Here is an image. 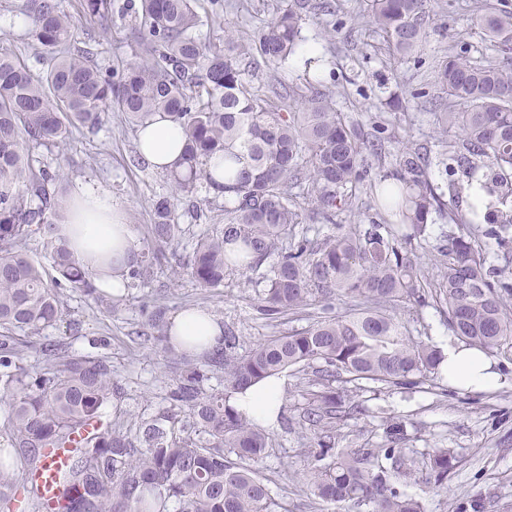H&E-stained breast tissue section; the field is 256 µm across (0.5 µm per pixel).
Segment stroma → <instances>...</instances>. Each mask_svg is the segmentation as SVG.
Instances as JSON below:
<instances>
[{
	"label": "stroma",
	"instance_id": "stroma-1",
	"mask_svg": "<svg viewBox=\"0 0 512 512\" xmlns=\"http://www.w3.org/2000/svg\"><path fill=\"white\" fill-rule=\"evenodd\" d=\"M79 2L64 0V6L76 15L79 32L94 38L97 62L105 66L133 62L137 22L119 19L110 33H102L79 17ZM329 2L330 10H316L306 21L301 43L321 47L322 79L333 91L337 109L365 134H372L375 126L385 127L382 154L369 157L368 163L371 172L389 170L395 162L396 140L405 132H412L418 143L434 142V116L425 93L438 60L462 46L474 54L481 52L488 42L472 21V0H432L438 28L430 37L421 65L396 67L379 51V36L362 20L366 0ZM9 3V8H0V47L11 49L26 59L34 73H41L43 61L32 47L29 28L19 10L22 0ZM287 4L288 0H219L214 5L202 0L197 10L203 23L197 34L203 41L218 45L229 27L250 47L267 21ZM239 65L258 91L272 79L287 86L303 84L308 72L302 50L279 68L271 69L250 49L240 57ZM394 95L405 99V111L388 110L386 102ZM38 154L52 167L67 173L71 181L96 180L121 200L126 220L134 228L137 248H154L152 202L156 196L172 195L174 189L165 173L144 163L137 151L136 127L121 113L109 114L98 130H73L66 145L43 146ZM176 214L181 227L178 244L159 251L151 279L142 287L127 290L117 310L102 306L94 296L70 291L65 297L63 319L45 332L47 339L63 343L71 354L110 360L112 376L121 393L105 412L125 424L165 409L166 397L178 376L173 355L141 334L153 307L164 306L171 314L189 305L208 310L223 327L235 331L241 353L308 324L304 316L290 315L271 323L256 315L251 302L263 289L264 269L247 277L231 276L218 290L201 288L186 275L173 279V270L188 255L195 239L219 229L214 221L193 215L188 199H178ZM395 315L413 337L442 348L458 341L448 327L446 315L435 307L409 303L397 309ZM492 358L501 383L488 392L449 386L441 373L409 388L365 380L349 383V390L366 412L343 422L339 447L381 441L389 421L402 422L407 452L415 461H422L434 448L451 449L457 457L446 489L436 491L422 483L407 486V493L422 501L425 512H475L478 501L490 503L492 512H512V351L493 353ZM280 379L281 412L269 429L272 446L258 464L269 480L272 496L287 505L288 512H370L366 506L341 504L332 508L313 503L302 479L308 460L306 443L312 436L299 423L304 381L289 370L281 373Z\"/></svg>",
	"mask_w": 512,
	"mask_h": 512
}]
</instances>
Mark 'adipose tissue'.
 Returning <instances> with one entry per match:
<instances>
[{
  "label": "adipose tissue",
  "instance_id": "1",
  "mask_svg": "<svg viewBox=\"0 0 512 512\" xmlns=\"http://www.w3.org/2000/svg\"><path fill=\"white\" fill-rule=\"evenodd\" d=\"M139 152L153 169H173L181 155L183 133L166 119L156 118L140 128ZM124 204L105 192L95 182L79 181L72 193L66 217L58 234L89 268L97 271V286L119 293L124 275L136 252L135 232L124 219ZM171 335L195 338L200 348L217 345L223 328L220 321L199 307L184 308L171 318ZM442 370L449 385L474 392L495 389L500 382L496 363L482 350L463 344L447 346ZM281 387L275 380L248 389L239 395L235 407L248 418L274 423L280 411Z\"/></svg>",
  "mask_w": 512,
  "mask_h": 512
}]
</instances>
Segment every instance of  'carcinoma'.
<instances>
[{"instance_id": "cac0c4a2", "label": "carcinoma", "mask_w": 512, "mask_h": 512, "mask_svg": "<svg viewBox=\"0 0 512 512\" xmlns=\"http://www.w3.org/2000/svg\"><path fill=\"white\" fill-rule=\"evenodd\" d=\"M195 4L80 0L82 16L104 33L117 18L140 20L139 61L115 68L96 62L61 0H24L20 11L50 67L37 75L17 55L0 52V396L9 406L0 435L16 451L15 460H0V512H172L174 504L178 512H282L257 468L269 434L233 402L290 369L304 373L308 385L303 419L315 438L303 478L314 500L424 512L402 487H445L454 452L434 448L417 466L402 448L397 422L379 443L336 448L340 422L363 410L342 384L414 386L438 373L442 351L411 339L387 313L412 301L446 312L449 328L468 346L512 349V274L488 263L478 229L498 225L488 234L507 244L512 207L501 206L512 200V69L493 56L474 61L462 47L433 70L435 146L449 200L433 181L430 154L407 134L398 140L393 170L369 183L375 217L368 227L336 224V213L359 208L370 172L365 153H378L379 144L364 139L315 76L284 92L252 91L239 66L244 46L231 30L220 48L202 43ZM309 10V0H293L261 29L255 49L267 65L295 53ZM363 20L400 65L420 61L435 30L431 0H370ZM473 21L495 47L512 48V9L501 0H477ZM110 112L136 125L157 114L177 124L183 151L167 172L175 192L224 199V227L198 238L175 276L216 290L228 272L244 275L267 263L254 304L267 319L336 296L351 303L345 313L318 316L244 354L227 333L223 346L187 364L166 410L132 426L103 419L118 393L108 360L70 356L39 339L61 320L64 290L94 295L97 288L95 273L57 235L68 177L32 149L61 145L79 127L95 129ZM219 153L224 170L208 169ZM480 169L489 198L483 209L460 203L456 178L470 180ZM301 186L302 196L292 194ZM435 215L459 232L434 247L430 279L409 247L429 239ZM152 217L158 246L178 240L171 197L153 201ZM305 218L334 230L314 242L301 227ZM35 243L51 268L32 256ZM151 255L137 254L127 287L142 285ZM147 326L169 352L187 351L189 343L172 341L163 311L151 312ZM32 350L42 355L34 366L25 364ZM215 369L224 373V388L209 391L204 382ZM58 451L66 461L47 499L36 475Z\"/></svg>"}]
</instances>
